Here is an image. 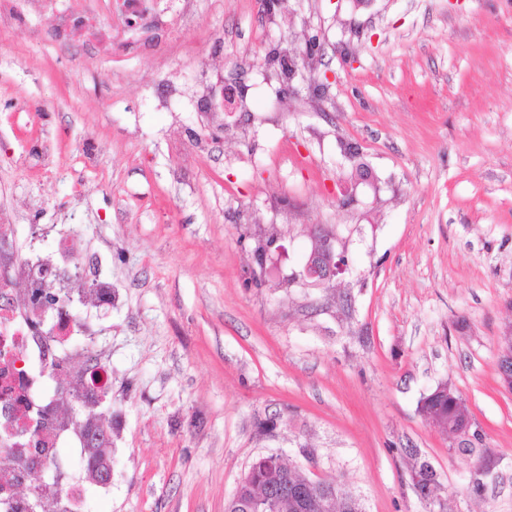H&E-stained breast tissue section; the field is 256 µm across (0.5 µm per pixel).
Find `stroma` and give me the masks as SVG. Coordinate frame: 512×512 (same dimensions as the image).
<instances>
[{"instance_id": "1", "label": "stroma", "mask_w": 512, "mask_h": 512, "mask_svg": "<svg viewBox=\"0 0 512 512\" xmlns=\"http://www.w3.org/2000/svg\"><path fill=\"white\" fill-rule=\"evenodd\" d=\"M16 5L0 208L23 255L83 225L82 267L114 295L85 312L112 366V493L89 512H224L269 453L365 512H512V0H195L157 56L60 46L50 12ZM312 41L284 89L267 53ZM220 81L247 111H199ZM316 224L360 227L351 290L251 283L260 229L287 274ZM442 381L470 452L419 411ZM422 461L442 502L413 484Z\"/></svg>"}]
</instances>
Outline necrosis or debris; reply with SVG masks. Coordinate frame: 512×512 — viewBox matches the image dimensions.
<instances>
[{
    "label": "necrosis or debris",
    "mask_w": 512,
    "mask_h": 512,
    "mask_svg": "<svg viewBox=\"0 0 512 512\" xmlns=\"http://www.w3.org/2000/svg\"><path fill=\"white\" fill-rule=\"evenodd\" d=\"M126 49L156 51L159 36L184 19L192 0H103ZM15 225L0 208V446L11 462L0 467V512H84L87 491L104 496L105 482L87 472L64 474L61 447L81 454L92 429L109 430L101 417L112 401V375L89 341L80 302L111 305L112 288L78 269L80 230L58 239L54 251L34 258L15 254ZM25 284V298L16 295ZM98 422H90L92 413ZM38 476L36 491L19 495L20 475Z\"/></svg>",
    "instance_id": "obj_1"
}]
</instances>
